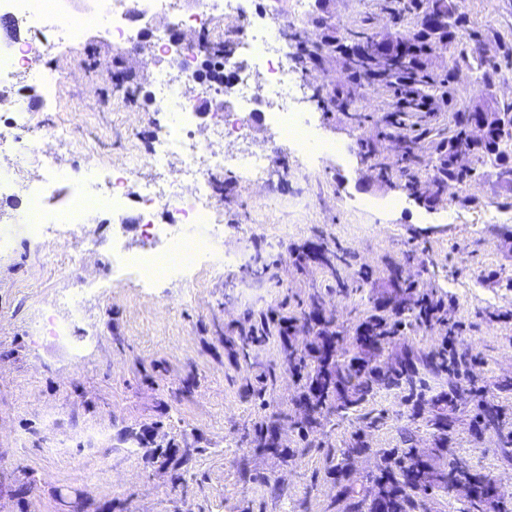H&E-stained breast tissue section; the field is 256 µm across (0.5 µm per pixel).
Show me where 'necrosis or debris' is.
Returning <instances> with one entry per match:
<instances>
[{"label": "necrosis or debris", "mask_w": 512, "mask_h": 512, "mask_svg": "<svg viewBox=\"0 0 512 512\" xmlns=\"http://www.w3.org/2000/svg\"><path fill=\"white\" fill-rule=\"evenodd\" d=\"M241 0H92L90 12L105 24L116 49L132 54L149 48L157 67L153 72L151 109L174 112L176 125L158 128L149 162L127 154L122 162L97 172L95 193H87L78 167L63 169L47 156V168L30 191L36 201L53 192L60 177L74 184L63 216L37 209L30 224L35 239L45 238L52 225L86 224L94 207L110 209L124 218L128 206L136 208L142 247L128 253L121 234H114L112 249L119 268L133 269L143 283L156 281L157 257L175 250L185 253L174 270L187 274L196 261H204L211 275H223L229 261L214 256L211 244L191 236L194 225L213 223V198L218 180L226 174L244 176L261 186L274 172L265 148L254 144L250 127L262 114L278 143L294 147L296 139L285 131L299 125L297 70L293 59L308 4L295 0L290 14L252 16ZM23 26L24 38L0 42V153L14 150L27 138L36 152L47 143L70 144L73 129L47 124L25 103L18 89L25 81L45 94L58 88L61 77L52 68L32 71L33 60L65 48L72 30L60 8L39 9L35 0H0V18ZM234 25L235 48L225 54L222 79L201 81L197 65L203 57L195 41L173 42L172 33H209L216 18ZM165 223H157L158 215Z\"/></svg>", "instance_id": "1"}]
</instances>
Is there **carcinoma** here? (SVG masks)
<instances>
[{"label":"carcinoma","mask_w":512,"mask_h":512,"mask_svg":"<svg viewBox=\"0 0 512 512\" xmlns=\"http://www.w3.org/2000/svg\"><path fill=\"white\" fill-rule=\"evenodd\" d=\"M435 21V29L449 37L448 46L456 43V29L463 23L459 0H424V11L413 40L405 42L392 33L386 34L390 46L388 59L381 60L368 56L362 62H355L356 71L378 77L384 84H399L415 70L428 72V56L434 43L432 29L426 20ZM484 101L483 112L469 111L459 125L481 117L487 126L483 149L487 156H494L500 162L501 173L512 177V163L501 146L512 143V135L503 137L500 126L512 123V105H499L479 95ZM441 162L438 178L464 182L471 177L474 168L459 164L462 154H470L471 140L462 137L461 131L454 132L439 145ZM414 309L413 296L408 294L386 315H371L358 327L356 336L340 335L331 321H324L316 311L309 313V319L321 325L318 343L312 352L293 351L289 356L291 368L301 371L305 391L300 400L303 416L300 427L306 433H314L321 426L322 418L335 413L347 418L358 408L373 401L381 390L396 389L408 392V398L421 399L426 387L425 376L442 368L456 372L466 367V362L455 353L442 348L424 350L409 348L394 358L390 373H382L373 364L378 356L394 343L388 335L392 320L401 317L405 311ZM450 394L442 391L432 398L435 413L430 420L431 436L435 448L425 453L413 446L412 432H402L404 448H390L382 453L385 466L375 480L376 490L367 499L356 485L340 484V495L349 501L348 512H417L423 498L434 488L450 489L452 484L465 479L470 482L473 497L456 508L455 512H475L484 505L495 512H512L508 499L504 498L491 473L473 474L459 459L443 461L450 451V444L457 433L458 418L449 409ZM474 421L483 430L505 432L512 436V418L503 406L482 395L475 398ZM255 447L266 451L277 450V423L270 420L260 426L254 439ZM367 452L359 442L348 444L340 450L341 462L335 466L336 473L349 470L345 461L354 455Z\"/></svg>","instance_id":"1"}]
</instances>
